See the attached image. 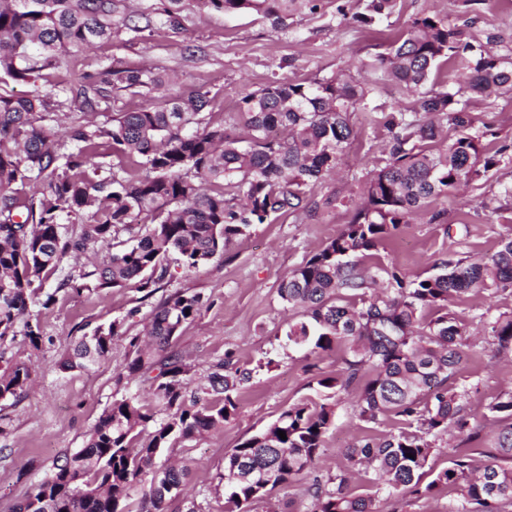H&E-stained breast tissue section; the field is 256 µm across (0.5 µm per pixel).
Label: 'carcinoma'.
I'll return each mask as SVG.
<instances>
[{
  "mask_svg": "<svg viewBox=\"0 0 512 512\" xmlns=\"http://www.w3.org/2000/svg\"><path fill=\"white\" fill-rule=\"evenodd\" d=\"M312 2L163 0L160 20L179 30L185 13L248 11L283 26ZM395 5L366 0L354 20L370 28ZM127 9V0H0V78L34 83L65 54L153 26L152 16H143L141 26ZM444 64L464 77L450 91L433 81ZM369 68L365 81L344 74L311 83L276 81L246 95L238 108L246 147L224 124L205 121L207 93L174 94L169 78L150 68L109 64L69 87L66 100L77 113L63 133L52 97L0 93V344L20 336L25 346L39 349L41 324L25 311L36 295L34 284L50 279L65 259L78 274L44 293L43 308L61 292L81 293L89 279L99 289L132 286L146 301L166 278L170 254L192 273L252 225L306 209L312 187L335 169L354 139L351 113L379 85L394 82L420 92L419 111L427 119L409 121L400 110L385 117L389 158L369 179L352 222L278 288L283 302L301 310L302 319L289 325V340L312 354L344 348V368L317 380V397L289 406L238 444L224 459L218 485L232 489L229 501L237 512H247L276 487L311 474L334 424L336 397L361 384L360 419L376 424L393 414L404 417L408 429L383 440L366 436L345 449L341 474L313 479L314 512H377L381 493L425 496L440 486L458 494L454 512H512L511 393L489 406L495 422L507 425L486 435L484 444L455 452L447 468L423 483L432 439L467 426L465 391L448 387L467 358L466 333L450 306L512 287V237L491 255L446 259L435 265L438 272L409 281L389 272L379 292L376 276L353 260L429 200L448 196L500 162L507 147L486 155L480 135L471 133L467 95L512 97V63H499L497 54L433 15L416 19ZM143 88L152 106L118 112L110 125L93 120L96 111L109 108L112 93ZM441 117L456 135L434 152L426 144L442 137ZM110 151L136 168L94 162ZM31 184L40 189L28 193ZM99 244L112 253L88 271L85 259ZM200 309L199 296L177 292L152 309L145 339L129 342L132 357L117 381H149L163 417L134 396L113 400L85 447L54 467L15 512H165L182 495L188 466L159 468L156 459L173 439L224 428L249 377L245 369L219 363L206 382L195 383L182 358L165 353ZM124 335L122 321L98 326L74 344L61 367L96 364ZM490 335L501 347L512 344V316H499ZM32 380L29 363L0 350V400L18 397Z\"/></svg>",
  "mask_w": 512,
  "mask_h": 512,
  "instance_id": "cac0c4a2",
  "label": "carcinoma"
}]
</instances>
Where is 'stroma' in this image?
Segmentation results:
<instances>
[{
	"label": "stroma",
	"mask_w": 512,
	"mask_h": 512,
	"mask_svg": "<svg viewBox=\"0 0 512 512\" xmlns=\"http://www.w3.org/2000/svg\"><path fill=\"white\" fill-rule=\"evenodd\" d=\"M363 4L318 0L316 12L295 13L282 29L251 13L194 12L183 18L180 30L157 24L149 32L122 34L119 40L63 56L35 85L0 81V92L21 95L35 89L53 96L114 61L175 74L177 94L207 92L209 119L217 124L237 111L244 96L276 77L309 83L343 72L362 78L367 64L386 53L414 19L428 15L444 17L485 48L512 56V0H397L393 13L370 29L352 19ZM395 109L411 120L421 117L416 96L393 85L358 105L351 116L355 138L336 174L312 188L307 212H288L253 225L222 256L191 274L169 257V274L148 301H141L133 288H93L59 295L47 310L29 306V314L41 322L43 342L28 354L33 387L21 397L0 401V512H13L54 464L83 448L113 399L130 395L150 404L148 383L138 377L122 381L118 375L129 358V336L141 334L151 309L176 292L199 295L203 303L169 346L191 365L194 379L205 378L225 359L250 369L251 376L241 385L237 413L223 430L193 441L174 440L164 452V461L191 465L187 498L170 502L168 512H186L192 504L198 512H229V492L216 480L225 454L293 403L315 397L317 379L344 366L340 350L316 357L289 340V325L299 316L288 310L278 287L287 271L305 263L351 222L366 183L388 157L383 117ZM468 111L474 130L486 133V150H503L500 164L460 193L429 202L376 248L359 253L362 265L412 278L448 257L474 260L491 254L501 239L512 237V99L474 95ZM438 210L441 220L431 222ZM453 309L471 334L467 361L452 383L468 391L465 413L475 431L485 426L495 398L512 392V349L500 350L486 332L499 314L512 315V290L470 295ZM115 319L124 321L129 334L115 340L111 355L86 369L61 368L71 344ZM356 395L352 389L339 397L316 468L320 476L341 473L343 449L362 436L381 439L405 426L394 415L368 426L355 411ZM310 484V477L295 479L253 504L252 512H311Z\"/></svg>",
	"instance_id": "stroma-1"
}]
</instances>
